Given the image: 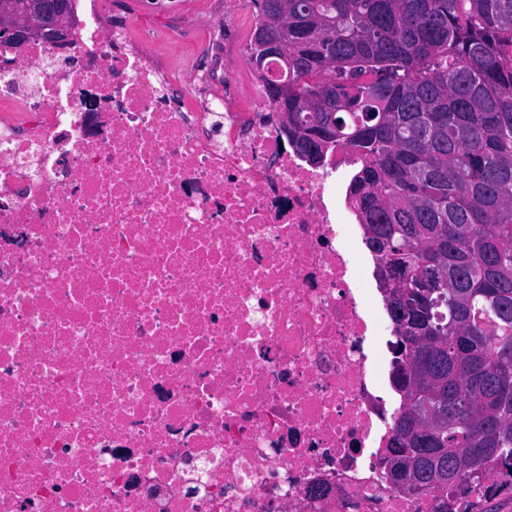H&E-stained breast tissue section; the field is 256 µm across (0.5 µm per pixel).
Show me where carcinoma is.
I'll list each match as a JSON object with an SVG mask.
<instances>
[{"instance_id": "1", "label": "carcinoma", "mask_w": 512, "mask_h": 512, "mask_svg": "<svg viewBox=\"0 0 512 512\" xmlns=\"http://www.w3.org/2000/svg\"><path fill=\"white\" fill-rule=\"evenodd\" d=\"M253 37L288 25L274 99L301 155L359 157L348 198L404 301H387L411 380L380 472L431 437L407 492L512 475V0H258Z\"/></svg>"}]
</instances>
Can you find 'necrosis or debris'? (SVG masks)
I'll return each mask as SVG.
<instances>
[{
	"label": "necrosis or debris",
	"instance_id": "4bbe7bcc",
	"mask_svg": "<svg viewBox=\"0 0 512 512\" xmlns=\"http://www.w3.org/2000/svg\"><path fill=\"white\" fill-rule=\"evenodd\" d=\"M73 9L67 45H0V512H434L377 468L354 154L303 158L267 72L239 105L249 43L216 92Z\"/></svg>",
	"mask_w": 512,
	"mask_h": 512
}]
</instances>
